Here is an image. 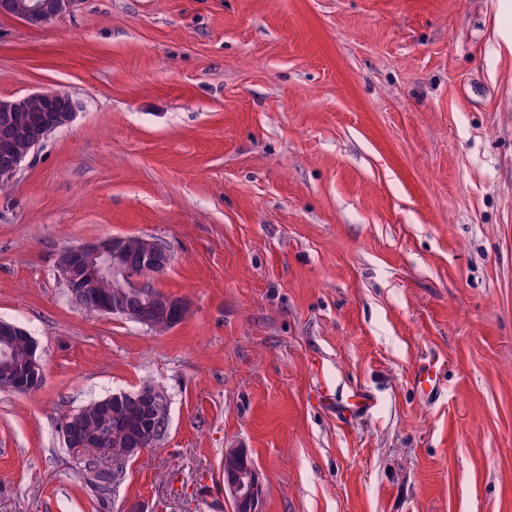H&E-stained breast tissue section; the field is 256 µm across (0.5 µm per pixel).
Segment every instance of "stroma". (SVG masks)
I'll return each mask as SVG.
<instances>
[{"instance_id": "obj_1", "label": "stroma", "mask_w": 512, "mask_h": 512, "mask_svg": "<svg viewBox=\"0 0 512 512\" xmlns=\"http://www.w3.org/2000/svg\"><path fill=\"white\" fill-rule=\"evenodd\" d=\"M512 7L505 0H81L0 16V98L76 118L0 190V512H512ZM143 236L161 331L76 306L67 247ZM436 362L441 395L417 368ZM160 385L168 427L99 497L64 418ZM335 393L319 403L322 384ZM371 409L342 408L352 392ZM78 0H1L0 14L15 17L32 26V21H41L42 26L69 11ZM8 11H7V10ZM5 325L18 336L28 337L31 353L27 362L12 366L10 350L7 347L0 348V363L4 367V372L0 375V387L12 391L36 392L40 389L37 383L44 378L43 365L37 355V342L23 328L13 324ZM248 452L244 448H230L224 453V489L234 502V511L258 512L262 489L254 466L246 465Z\"/></svg>"}]
</instances>
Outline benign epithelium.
<instances>
[{
    "label": "benign epithelium",
    "instance_id": "benign-epithelium-1",
    "mask_svg": "<svg viewBox=\"0 0 512 512\" xmlns=\"http://www.w3.org/2000/svg\"><path fill=\"white\" fill-rule=\"evenodd\" d=\"M78 0H0V14H13L25 24L40 21L46 25L69 11ZM0 112L13 114L27 125L24 139L11 136L0 138V151L12 158V162L0 167V190L10 187L16 180L26 158L54 131L70 124L76 112L70 97L60 91H40L23 96L0 98ZM126 236H109L96 241L63 250L58 257V268L68 269L78 258L91 262L89 271L100 279L112 281V287L126 293H139L146 281L163 272L170 256L156 241L141 238V263L135 267L124 261ZM31 353L27 362L12 364L10 350L0 348V387L12 391L36 392L44 378L43 365L37 355V342L28 336ZM113 399L127 404L142 414L147 424L165 427L168 424V398L161 387L153 382L142 384L131 392L113 394ZM62 437L68 448H87L88 439L80 436L72 422H65ZM248 452L244 448H230L224 453V489L234 502L235 512H259L262 489L255 467L245 463Z\"/></svg>",
    "mask_w": 512,
    "mask_h": 512
}]
</instances>
